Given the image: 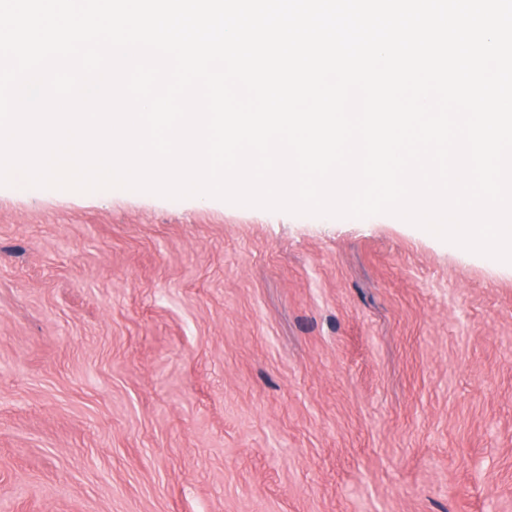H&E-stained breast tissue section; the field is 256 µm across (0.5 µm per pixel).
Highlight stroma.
I'll list each match as a JSON object with an SVG mask.
<instances>
[{"mask_svg":"<svg viewBox=\"0 0 512 512\" xmlns=\"http://www.w3.org/2000/svg\"><path fill=\"white\" fill-rule=\"evenodd\" d=\"M0 512H512V265L0 186Z\"/></svg>","mask_w":512,"mask_h":512,"instance_id":"obj_1","label":"stroma"}]
</instances>
